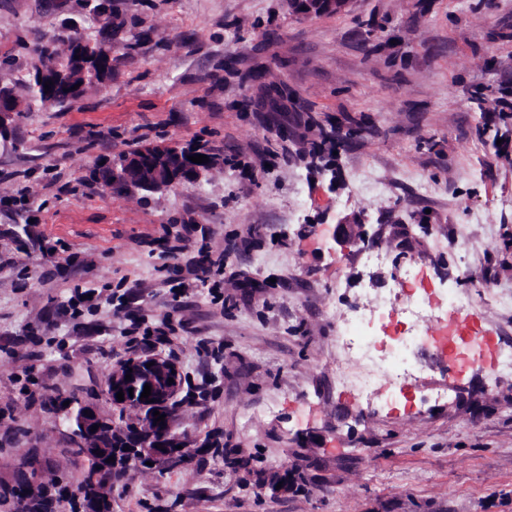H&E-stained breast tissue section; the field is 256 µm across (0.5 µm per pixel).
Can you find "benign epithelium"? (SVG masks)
Returning a JSON list of instances; mask_svg holds the SVG:
<instances>
[{
  "mask_svg": "<svg viewBox=\"0 0 512 512\" xmlns=\"http://www.w3.org/2000/svg\"><path fill=\"white\" fill-rule=\"evenodd\" d=\"M296 13L304 18L337 14L347 9L352 0H290ZM207 171V165L188 160V153L180 146L145 147L138 154L127 157L119 170H112V184L133 186L149 192H161L175 186L183 179L200 177ZM131 380H126V374ZM174 382H168V379ZM151 386L149 399L141 397L145 385ZM183 390V381L176 366L159 357L130 358L119 365L106 381L105 393L112 404L119 407L134 408L139 412L137 429L142 447L148 449L151 457L163 461L188 452V448H179L183 444L180 434L172 429L171 416L165 413V407L177 399ZM124 393V400L116 398L118 392ZM165 415V420L154 422V412ZM99 424V417L93 409L83 405L79 408L78 426L71 429L75 447L100 469L107 464L110 445L99 436L92 426ZM162 429L168 433L167 442L156 448L154 432Z\"/></svg>",
  "mask_w": 512,
  "mask_h": 512,
  "instance_id": "benign-epithelium-1",
  "label": "benign epithelium"
}]
</instances>
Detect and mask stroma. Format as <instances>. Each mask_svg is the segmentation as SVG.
Returning a JSON list of instances; mask_svg holds the SVG:
<instances>
[{"mask_svg":"<svg viewBox=\"0 0 512 512\" xmlns=\"http://www.w3.org/2000/svg\"><path fill=\"white\" fill-rule=\"evenodd\" d=\"M97 2L0 0V84L25 106L0 142V512L25 463L73 512L87 460L58 405L137 418L103 389L147 355L183 378L192 457L129 466L112 512H512V375L450 379L421 353L400 403L336 381L350 306L413 260L512 351V0L313 19L290 0H105L111 79L30 105L41 49L99 38ZM170 143L212 167L155 193L107 178ZM284 470L288 493L256 482Z\"/></svg>","mask_w":512,"mask_h":512,"instance_id":"35a3bbf8","label":"stroma"}]
</instances>
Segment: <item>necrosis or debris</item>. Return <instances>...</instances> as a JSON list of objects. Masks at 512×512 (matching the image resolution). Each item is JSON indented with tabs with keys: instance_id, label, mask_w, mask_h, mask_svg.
I'll return each instance as SVG.
<instances>
[{
	"instance_id": "4bbe7bcc",
	"label": "necrosis or debris",
	"mask_w": 512,
	"mask_h": 512,
	"mask_svg": "<svg viewBox=\"0 0 512 512\" xmlns=\"http://www.w3.org/2000/svg\"><path fill=\"white\" fill-rule=\"evenodd\" d=\"M419 278L413 264L391 274L393 288L405 296L402 307H392L390 291L372 295L370 313L347 318L339 331L338 340L348 356L338 369V381L364 399H371L382 383L401 389L415 374V351L431 347L447 359L467 363L474 359L476 335L458 326L437 333L432 326L421 325L430 302L417 288Z\"/></svg>"
}]
</instances>
